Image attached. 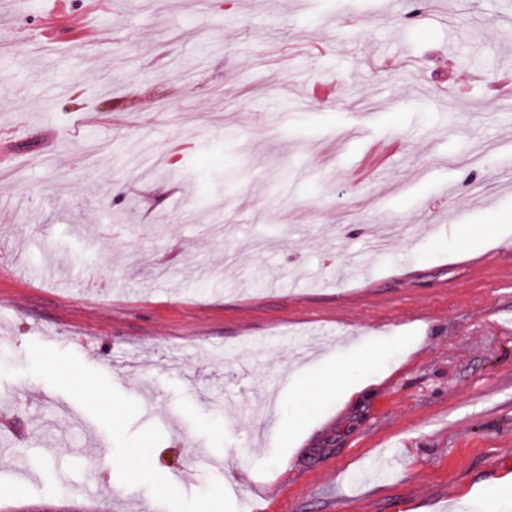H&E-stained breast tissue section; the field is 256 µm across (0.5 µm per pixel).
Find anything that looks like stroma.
Listing matches in <instances>:
<instances>
[{"label":"stroma","mask_w":512,"mask_h":512,"mask_svg":"<svg viewBox=\"0 0 512 512\" xmlns=\"http://www.w3.org/2000/svg\"><path fill=\"white\" fill-rule=\"evenodd\" d=\"M54 2L0 9V512H512V0Z\"/></svg>","instance_id":"obj_1"}]
</instances>
